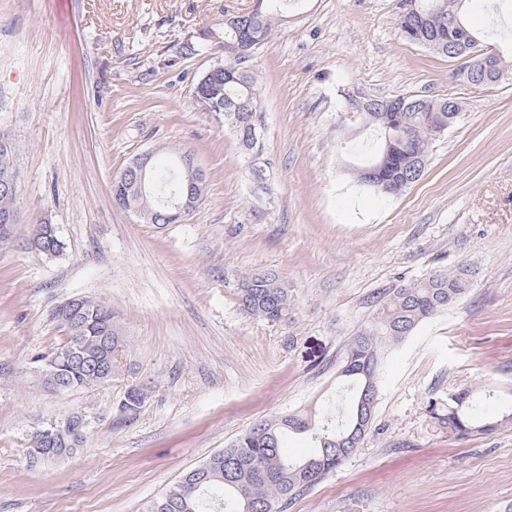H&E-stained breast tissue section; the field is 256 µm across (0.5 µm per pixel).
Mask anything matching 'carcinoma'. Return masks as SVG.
<instances>
[{
	"label": "carcinoma",
	"instance_id": "cac0c4a2",
	"mask_svg": "<svg viewBox=\"0 0 512 512\" xmlns=\"http://www.w3.org/2000/svg\"><path fill=\"white\" fill-rule=\"evenodd\" d=\"M417 13L405 19L412 35L402 38L448 55V42L455 32L448 31V16L459 20L464 31L480 39L466 23L468 0H414ZM288 8V0H256L246 13L253 33L265 43ZM238 33L224 25V75L218 81L201 86L199 97L206 99L209 111L221 117L225 105L233 102L261 111L257 80L242 68L244 59L237 55ZM461 104L456 98H430L411 95L404 98L403 111L394 112L379 104L370 105L364 122L375 132V142L368 149L367 165L377 172L359 181L384 195H398L417 181L434 136L448 130V104ZM186 153L173 156L171 166H149L147 179L164 198L186 197L189 182L183 165ZM112 202L118 208L137 213L149 224H157L156 214L165 212L156 196L142 197L118 176L112 181ZM32 250L57 254L63 243L55 234L41 235L30 241ZM469 288L464 270L434 272L420 281L390 288L380 296L367 325L351 340L337 380L345 392L344 407L334 415L330 406L312 408L264 421L242 432L229 446L212 455L206 470L194 468L162 495L145 507V512H283L293 500L304 495L335 471L363 447L373 424L379 392V376L384 351L408 338L422 321L454 305ZM80 311L74 315L53 314L51 318L62 331L65 341L46 361L57 360L79 344L84 354L99 357L104 337H112V347L120 338L112 329V310L88 296L79 297ZM241 308L248 314L277 322L291 305L288 288L270 271L245 275L239 289ZM59 379L70 390L99 385L98 377L76 363L60 362ZM456 399L448 405H430L431 419L441 430L458 438L485 434L512 423V388L504 392L496 413L478 396L477 391H454ZM140 392L129 389L121 409L125 418L134 420L140 412ZM292 434H305L311 442L310 455L292 460L284 451Z\"/></svg>",
	"mask_w": 512,
	"mask_h": 512
}]
</instances>
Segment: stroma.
<instances>
[{
	"instance_id": "35a3bbf8",
	"label": "stroma",
	"mask_w": 512,
	"mask_h": 512,
	"mask_svg": "<svg viewBox=\"0 0 512 512\" xmlns=\"http://www.w3.org/2000/svg\"><path fill=\"white\" fill-rule=\"evenodd\" d=\"M399 0H301L246 62L261 100L248 157L194 103L224 61V19L255 0H0V130L19 146L16 224L0 246V512H143L263 420L336 392L345 350L379 293L438 270L470 286L383 358L362 448L285 512H512V425L459 439L429 406L465 386H512V78L470 88L456 60L403 40ZM202 52L181 53L184 43ZM456 98L423 175L396 196L358 180L370 131L347 96ZM192 153L205 190L180 224L112 203L138 155ZM56 255L32 252L36 221ZM291 295L279 322L239 306L245 273ZM75 295L112 310L124 341L109 383L51 392L39 359L52 310ZM149 397L117 425L126 390ZM82 414L72 456L30 466L38 429Z\"/></svg>"
}]
</instances>
